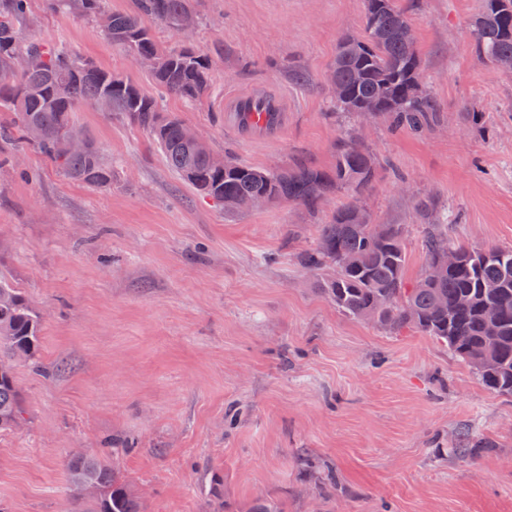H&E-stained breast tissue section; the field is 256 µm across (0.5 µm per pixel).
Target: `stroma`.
Listing matches in <instances>:
<instances>
[{"label":"stroma","instance_id":"1","mask_svg":"<svg viewBox=\"0 0 512 512\" xmlns=\"http://www.w3.org/2000/svg\"><path fill=\"white\" fill-rule=\"evenodd\" d=\"M191 3L192 31L156 34L212 63L198 102L162 94L77 11L36 7L20 28L128 77L248 166L328 170L340 135L361 133L377 165L371 221L406 225L407 282L426 262L419 200L448 213L454 240L512 246V72L474 48L480 0H400L438 110L420 134L336 109L326 76L365 0ZM251 89L284 98L276 135L225 130L226 95ZM73 117L111 186L34 150L0 166V272L42 321L38 366L15 365L24 420L0 431V512H74L75 453L119 469L145 512H512V396L433 337L340 312L300 266L343 195L317 215L288 202L228 213L124 116Z\"/></svg>","mask_w":512,"mask_h":512}]
</instances>
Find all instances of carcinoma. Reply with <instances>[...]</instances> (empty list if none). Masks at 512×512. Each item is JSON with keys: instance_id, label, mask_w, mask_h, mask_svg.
Masks as SVG:
<instances>
[{"instance_id": "cac0c4a2", "label": "carcinoma", "mask_w": 512, "mask_h": 512, "mask_svg": "<svg viewBox=\"0 0 512 512\" xmlns=\"http://www.w3.org/2000/svg\"><path fill=\"white\" fill-rule=\"evenodd\" d=\"M72 3L82 15L102 22L106 36L127 48L157 58L152 71L165 93L197 101L206 92L209 59L193 49L166 47L142 24L150 17L174 32L191 14L189 0H136L133 13H109L104 0H41L43 10L55 13ZM33 0H0V106L12 112L0 128V140L32 145L64 176L91 186L112 185V165L89 144L82 153L64 149L62 138L73 126V112L108 102L142 127L163 150L179 176L215 203L264 193L286 199L311 212L339 190L350 200L321 225L314 247L299 256L303 269L318 276V285L345 315L378 318L392 331L414 328L444 342L491 391L512 395V247H466L448 236V225L427 224L424 248L427 265L454 250L456 265L432 279L424 273L412 286L405 281V225L372 224L359 196L372 186L376 164L368 147L349 133L336 144V165L322 171L304 164L270 170L229 162L217 169L205 156L192 155L185 142L186 125L174 114H163L156 101L141 93L128 78L101 69L92 60L40 41L21 38L17 23ZM412 24L395 0H365L364 34L352 38L351 55L337 48L334 71L339 86L336 108L356 114L371 108L387 115L392 128L419 132L434 121L430 97L415 83L420 69ZM477 53L490 62L512 57V0H481L471 24ZM19 56L34 64L14 68ZM41 136L32 140L29 127ZM497 315L495 336L487 334V313ZM41 322L25 295L0 273V429L23 420L24 410L11 364L39 367ZM70 492L78 506L88 501L90 512H142L139 497L114 467L98 457L74 454L66 461Z\"/></svg>"}]
</instances>
